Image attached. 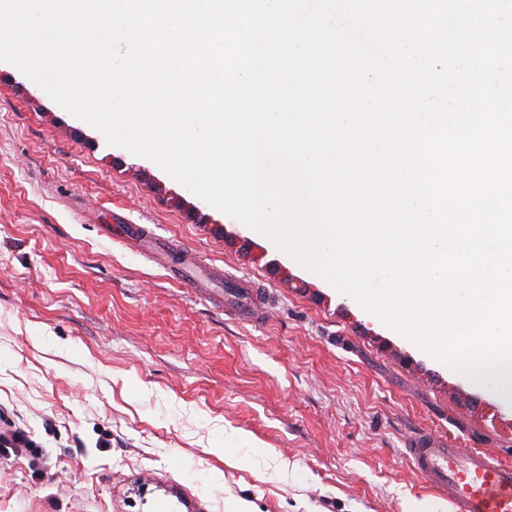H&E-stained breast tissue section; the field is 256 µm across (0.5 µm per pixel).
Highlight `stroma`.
<instances>
[{"mask_svg": "<svg viewBox=\"0 0 512 512\" xmlns=\"http://www.w3.org/2000/svg\"><path fill=\"white\" fill-rule=\"evenodd\" d=\"M117 224L263 284L265 321L174 282ZM7 425L32 446L0 449V512H403L434 498L404 455L424 430L512 462V405L0 62Z\"/></svg>", "mask_w": 512, "mask_h": 512, "instance_id": "stroma-1", "label": "stroma"}]
</instances>
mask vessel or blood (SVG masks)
Here are the masks:
<instances>
[{
    "label": "vessel or blood",
    "instance_id": "vessel-or-blood-1",
    "mask_svg": "<svg viewBox=\"0 0 512 512\" xmlns=\"http://www.w3.org/2000/svg\"><path fill=\"white\" fill-rule=\"evenodd\" d=\"M170 275L178 282L192 277L200 288L218 285L216 273L199 265L189 252ZM264 300V288L250 282L241 290L225 294L224 308L256 321ZM405 455L416 473L436 494L448 499L456 512H512V465L497 457L428 432L411 435L405 443Z\"/></svg>",
    "mask_w": 512,
    "mask_h": 512
}]
</instances>
